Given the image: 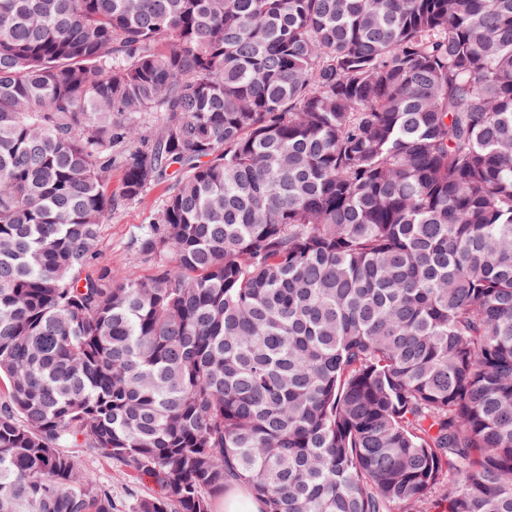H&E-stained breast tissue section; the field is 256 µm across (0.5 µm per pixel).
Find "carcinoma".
Listing matches in <instances>:
<instances>
[{
  "mask_svg": "<svg viewBox=\"0 0 512 512\" xmlns=\"http://www.w3.org/2000/svg\"><path fill=\"white\" fill-rule=\"evenodd\" d=\"M87 455L131 512H512V0H0V512H114ZM167 197V184L161 183L151 188L141 200L112 210L102 228L99 264H112V267L133 265L141 274H150L152 266L141 261L131 248V240L142 224H147L148 216L162 209ZM82 464L84 469L90 471L98 481L111 486L112 496L117 509L114 512H129L134 495L137 492H141V490L135 488L129 482L128 477L122 472L119 464L94 456L83 457ZM215 507L218 512L222 509L225 512H262L264 508L246 486L239 484L232 487L223 501L222 498L218 499Z\"/></svg>",
  "mask_w": 512,
  "mask_h": 512,
  "instance_id": "carcinoma-1",
  "label": "carcinoma"
}]
</instances>
